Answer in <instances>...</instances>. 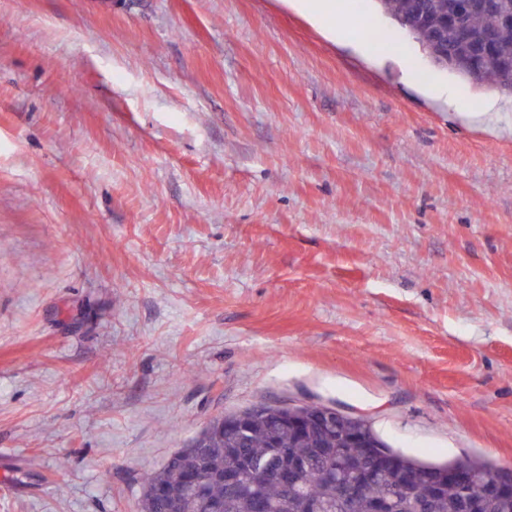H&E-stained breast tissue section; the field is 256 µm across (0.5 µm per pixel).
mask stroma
<instances>
[{
  "label": "stroma",
  "instance_id": "stroma-1",
  "mask_svg": "<svg viewBox=\"0 0 512 512\" xmlns=\"http://www.w3.org/2000/svg\"><path fill=\"white\" fill-rule=\"evenodd\" d=\"M336 2L0 0V512L258 404L512 467V95ZM295 7L317 23L330 20L328 30L336 36V1L335 0H293Z\"/></svg>",
  "mask_w": 512,
  "mask_h": 512
}]
</instances>
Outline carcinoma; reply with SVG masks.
Listing matches in <instances>:
<instances>
[{
    "label": "carcinoma",
    "instance_id": "cac0c4a2",
    "mask_svg": "<svg viewBox=\"0 0 512 512\" xmlns=\"http://www.w3.org/2000/svg\"><path fill=\"white\" fill-rule=\"evenodd\" d=\"M455 2L379 0L378 7L401 28L412 23L409 36L420 48L436 44L451 56L474 61L484 73V86L496 88L512 70V25L497 26L483 11L453 24L448 17ZM347 431L342 426L327 433L313 425L299 430L283 422L280 407L254 406L245 423L209 424L164 465L145 474L139 512H166L173 505L181 512H255L257 502L266 505V512H371L376 500L388 504L387 512H470L468 503L478 495L445 483L428 496L435 475L424 462L404 454L368 476L371 459L366 449L348 440ZM338 450L346 460L340 468L334 464ZM246 460L266 476L252 480L244 469ZM293 461L302 465L301 484L294 489L277 479ZM189 475L200 478L192 491L185 482ZM341 483L361 486V495L341 503Z\"/></svg>",
    "mask_w": 512,
    "mask_h": 512
}]
</instances>
